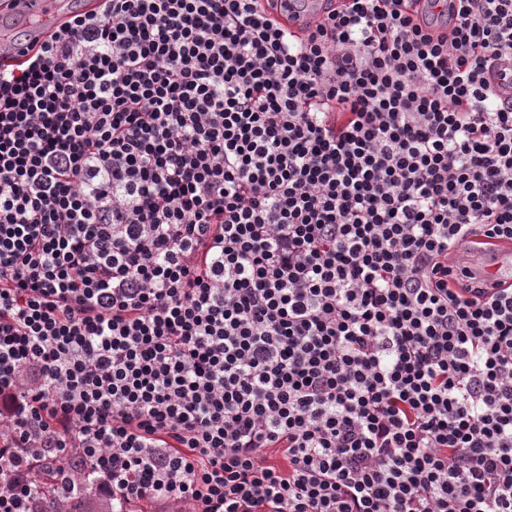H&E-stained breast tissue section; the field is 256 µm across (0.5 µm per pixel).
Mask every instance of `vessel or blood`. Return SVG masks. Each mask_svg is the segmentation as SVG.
<instances>
[{
    "instance_id": "vessel-or-blood-1",
    "label": "vessel or blood",
    "mask_w": 512,
    "mask_h": 512,
    "mask_svg": "<svg viewBox=\"0 0 512 512\" xmlns=\"http://www.w3.org/2000/svg\"><path fill=\"white\" fill-rule=\"evenodd\" d=\"M88 8L87 0H15L12 7L0 9V30L7 33L5 41H0V55L23 58L32 43ZM332 8L331 0H306L302 5L296 0H276L267 13L298 34L323 21ZM457 265L493 284L512 280V254L474 240L464 245Z\"/></svg>"
}]
</instances>
